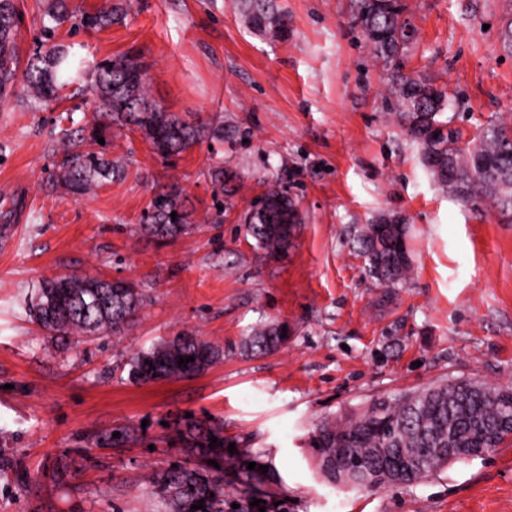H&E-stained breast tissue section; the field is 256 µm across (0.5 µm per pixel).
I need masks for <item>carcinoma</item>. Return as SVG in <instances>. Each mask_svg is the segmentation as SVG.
Here are the masks:
<instances>
[{"instance_id":"cac0c4a2","label":"carcinoma","mask_w":512,"mask_h":512,"mask_svg":"<svg viewBox=\"0 0 512 512\" xmlns=\"http://www.w3.org/2000/svg\"><path fill=\"white\" fill-rule=\"evenodd\" d=\"M248 23L275 38L288 29L275 0H236ZM402 0H356L354 26L362 33L375 60L389 73L386 97L390 110L407 126L410 135L422 140V160L433 177L448 187V162L454 165L457 196L478 207L483 205L512 216V123L487 125L470 143L440 120L448 107V87L436 86L425 78L405 73V56L410 51L411 23L403 17ZM41 49L28 58L23 71L27 91L40 103H57L67 98L66 90L76 85L91 95V104L103 128L139 132L153 152L162 158L178 156L205 139L223 140L221 129L204 122L189 123L152 98L147 82L148 65L133 53L106 60L95 71L65 45L55 43L56 32L70 20L66 0H49L44 10ZM118 20V11L100 9L81 18L80 25L102 29ZM18 13L14 0H0V102L12 92L18 79ZM62 140L70 143L72 158L53 181L73 195H85L101 180L118 177L123 168L97 150L100 133L77 140L67 129ZM207 175L216 191L231 195L232 171L218 165ZM147 212L144 231L159 240L188 234L193 225L182 190L172 186L154 195ZM176 217H171V213ZM258 248L272 256L288 252L298 210L288 186L276 181L268 186L243 217ZM407 226L401 217H383L367 225L358 244L368 275L390 287L407 279L411 260L406 246ZM146 300L133 282L112 288L97 277L56 276L41 280L27 301L29 317L51 332V339L66 346L99 336H120L132 324ZM283 326H266L245 337V352L267 353L281 347ZM193 357L188 364L179 358ZM224 359V348L192 335H179L138 352L128 362V380L149 383L196 376ZM466 380L443 381L394 397L374 401L366 411L340 419H326L312 436L315 448L336 443V438L355 433L351 453L373 457L375 448H438L448 439L466 448L480 439V431L495 426L505 413L512 414V399L503 395L512 385L487 386L482 394L462 391ZM217 442H212V438ZM182 438L187 450L216 462L224 460L223 427L186 424ZM250 459L238 462L239 477L251 496L265 494L273 481L271 473L247 469ZM162 491L161 512H224L222 468L203 473L179 465L162 472L157 479ZM204 500L203 508L195 505Z\"/></svg>"}]
</instances>
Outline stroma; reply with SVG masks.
<instances>
[{"label":"stroma","instance_id":"stroma-1","mask_svg":"<svg viewBox=\"0 0 512 512\" xmlns=\"http://www.w3.org/2000/svg\"><path fill=\"white\" fill-rule=\"evenodd\" d=\"M27 60L47 0H15ZM287 37L253 30L233 0H67L57 31L87 65L138 52L153 98L223 141L156 155L140 133L113 131L124 168L81 197L51 186L67 159L60 129L89 135L83 94L55 110L16 84L0 104V512H158L155 473L186 461V418L224 426V512H512V436L412 485L351 489L328 480L309 443L316 424L442 380L512 385V219L442 190L385 102L387 73L351 18L353 0H277ZM413 28L407 69L458 99L443 120L470 140L512 120V54L500 34L507 0H403ZM119 5L122 19L80 27ZM237 173L217 209L207 171ZM285 181L301 217L288 253L256 247L241 217L265 183ZM178 185L191 233L144 234L158 191ZM382 215L405 218L413 271L395 289L365 273L357 237ZM73 274L136 282L147 296L121 336L55 346L26 302L41 279ZM284 324L264 355L240 348ZM181 333L223 346L189 379L135 384L125 365ZM119 432L122 440L105 444ZM250 456L275 479L250 504L233 467ZM71 465L66 482L53 463ZM283 326L286 325L266 326L255 331L241 341V349L251 354H263L278 349L288 341V327L283 332ZM282 333H286L285 338H281Z\"/></svg>","mask_w":512,"mask_h":512}]
</instances>
